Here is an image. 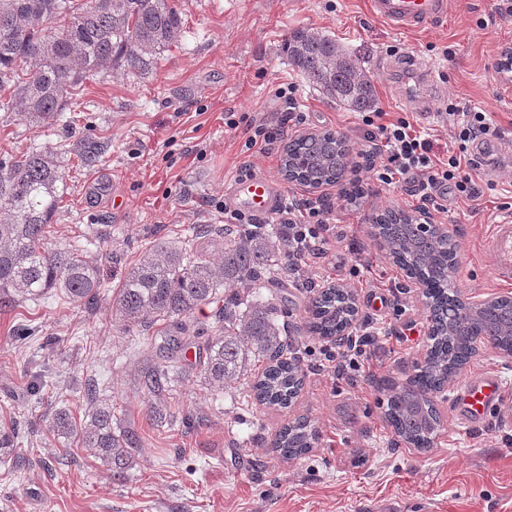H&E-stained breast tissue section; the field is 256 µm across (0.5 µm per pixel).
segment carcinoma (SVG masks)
<instances>
[{
	"label": "carcinoma",
	"mask_w": 512,
	"mask_h": 512,
	"mask_svg": "<svg viewBox=\"0 0 512 512\" xmlns=\"http://www.w3.org/2000/svg\"><path fill=\"white\" fill-rule=\"evenodd\" d=\"M181 12L171 0H0V110L39 125L71 110L85 80L114 69L150 72L157 55L179 37ZM288 62L312 88L355 112L375 106L374 75L335 39L311 29L291 32ZM82 166L103 161L104 147L82 139L73 147ZM60 153L29 148L0 162V301L26 302L47 295L92 309L102 279L100 252L51 240L48 224L64 194ZM351 166L343 135L332 131L300 136L288 143L283 172L308 187L337 184ZM388 211L375 218V234L410 277L424 288L430 316L424 361L405 383L385 385V417L395 433L419 450L433 447L443 417L432 392L461 370L471 354L469 334L489 328L503 350H512V300L491 311L458 303L452 279L453 244L437 245L406 214L392 221ZM286 259L278 229L251 235L231 228L199 227L196 236L159 238L128 269L112 295V316L128 329L170 325L155 381L195 369L214 390L254 377L250 388L261 404L287 409L298 395L303 371L297 356L286 357L288 339L275 308L256 295L265 276ZM239 288L225 294L231 287ZM224 301L213 335L198 362L174 356L199 337L195 313ZM342 288L320 292L306 323L309 332L337 336L351 328L355 308ZM261 374L253 376L258 363ZM87 412L78 419L61 406L51 416L53 435L97 460L113 480L124 477L139 436L118 427L112 403L85 390ZM314 432L306 418L282 427L274 443L286 459L308 453Z\"/></svg>",
	"instance_id": "obj_1"
}]
</instances>
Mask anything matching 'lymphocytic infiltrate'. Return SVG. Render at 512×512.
Returning a JSON list of instances; mask_svg holds the SVG:
<instances>
[{"instance_id": "obj_1", "label": "lymphocytic infiltrate", "mask_w": 512, "mask_h": 512, "mask_svg": "<svg viewBox=\"0 0 512 512\" xmlns=\"http://www.w3.org/2000/svg\"><path fill=\"white\" fill-rule=\"evenodd\" d=\"M278 118L276 122L253 121L240 127L233 117H226L229 129H243L244 147L262 154H272L274 145L289 123H301L294 86L279 88L276 95ZM448 122L458 152L437 155L432 142L416 134L407 118L400 117L387 123L375 122L372 116H363L366 127L364 143L357 150V163L351 168L353 181L342 189L337 199L326 197L291 201L276 211V222L286 244L288 274L302 287L315 288L320 277V260L327 257V236L336 202L356 201L363 197L366 185L377 180L391 185L403 180L412 186L422 204L438 205L447 195L465 200H476L483 190L475 180L480 162L469 154L468 146L478 138L490 135L491 126L485 113L480 111L457 115L455 110L443 113ZM372 342L370 333L348 336L334 346L319 349L320 371L339 379H352L360 368L359 360Z\"/></svg>"}]
</instances>
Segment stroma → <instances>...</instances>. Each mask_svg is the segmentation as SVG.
<instances>
[{"label": "stroma", "instance_id": "1", "mask_svg": "<svg viewBox=\"0 0 512 512\" xmlns=\"http://www.w3.org/2000/svg\"><path fill=\"white\" fill-rule=\"evenodd\" d=\"M183 30L153 72L116 70L87 80L75 111L36 127L0 111V160L32 145L55 148L92 137L104 142L101 164L88 169L64 159L65 194L52 237L99 242L104 286L94 310L46 298L0 304V429L32 421L17 450L31 461L12 475L0 465V512H512V392L508 411L464 430L452 401L440 403L444 429L433 448L408 447L384 416V393L366 379L357 385L314 374L322 341L305 327L314 295L287 274H271L262 290L286 325L304 369L302 389L288 409L256 404L243 384L209 389L199 373L158 391L146 382L155 368L163 325L125 331L109 299L129 266L159 237L191 236L194 226H223L216 206L237 168L282 185L285 200L308 198L285 181L282 149L268 157L243 151V139L224 125L226 110L250 119L273 118L274 93L293 84L302 124L289 136L335 130L357 145L361 115L309 88L288 63L285 41L309 27L342 43L375 76L376 110L409 115L422 136L457 150L439 114L446 105L488 112L501 128L500 148L478 170V202L446 201L432 214L456 228L459 288L470 297L512 294L496 283L484 239L503 207H512V81L493 65L512 47V16H497L499 0H455L448 17L415 33L374 19L369 0H174ZM405 183L372 184L351 206L337 209L329 233L324 280L352 291L359 324H373L369 350L375 373L406 381L425 356L410 322H426L418 291L373 236L372 216L419 209ZM35 326L36 337L20 340ZM52 346L41 347L45 338ZM49 366L53 388L34 394L28 383ZM112 402L119 427L140 446L122 481L86 454L70 455L48 432L53 411L84 413L85 383ZM165 403L173 423L149 414ZM316 428L312 449L282 458L276 433L295 417Z\"/></svg>", "mask_w": 512, "mask_h": 512}]
</instances>
